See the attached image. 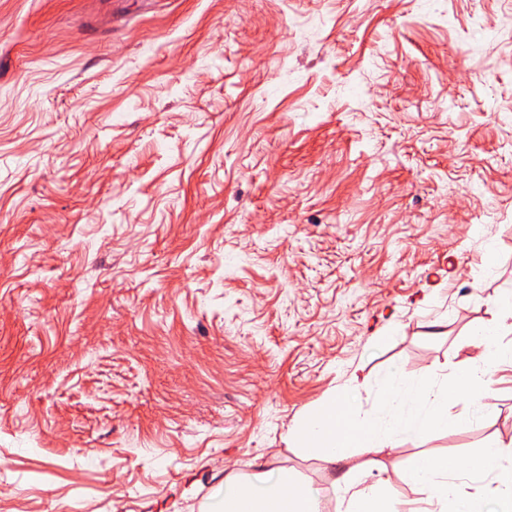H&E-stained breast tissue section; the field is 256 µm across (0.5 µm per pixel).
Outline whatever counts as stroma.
I'll return each instance as SVG.
<instances>
[{"instance_id": "35a3bbf8", "label": "stroma", "mask_w": 512, "mask_h": 512, "mask_svg": "<svg viewBox=\"0 0 512 512\" xmlns=\"http://www.w3.org/2000/svg\"><path fill=\"white\" fill-rule=\"evenodd\" d=\"M512 295V0H0V512H213L254 462L399 500L492 412L329 464L389 372L452 376Z\"/></svg>"}]
</instances>
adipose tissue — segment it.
<instances>
[{
    "instance_id": "ef3b65f1",
    "label": "adipose tissue",
    "mask_w": 512,
    "mask_h": 512,
    "mask_svg": "<svg viewBox=\"0 0 512 512\" xmlns=\"http://www.w3.org/2000/svg\"><path fill=\"white\" fill-rule=\"evenodd\" d=\"M470 474L488 480L496 501L512 503V446L489 442L466 459ZM408 478L415 488L428 493L431 512H478L479 501L459 484L449 481L448 463L441 457H421ZM337 484L344 512H420L408 506L397 508L387 482L364 485L361 475L341 476ZM221 512H324V505L310 484L287 468L266 469L255 464L252 472L225 481L219 500Z\"/></svg>"
}]
</instances>
